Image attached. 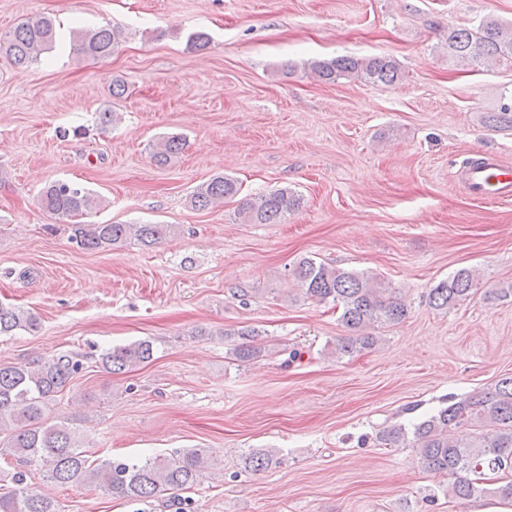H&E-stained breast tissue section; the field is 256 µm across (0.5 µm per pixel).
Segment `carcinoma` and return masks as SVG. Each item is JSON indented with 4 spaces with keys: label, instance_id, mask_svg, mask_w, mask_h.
Listing matches in <instances>:
<instances>
[{
    "label": "carcinoma",
    "instance_id": "obj_1",
    "mask_svg": "<svg viewBox=\"0 0 512 512\" xmlns=\"http://www.w3.org/2000/svg\"><path fill=\"white\" fill-rule=\"evenodd\" d=\"M55 24L49 17L19 23L5 37L0 50L11 62L24 68L49 52L55 43ZM122 32L97 27L79 30L77 53L109 56L118 46ZM448 58L466 65H496L512 61V24L493 17L482 19L475 28L448 29ZM312 72L324 82L355 77L374 86H393L404 78L401 65L391 57H337L315 61ZM486 122L512 128V94H502L499 110ZM184 148L182 137L169 136L155 145L153 161L166 165ZM241 186L218 175L197 186L189 197L191 207L204 210L239 198L237 215L248 224H280L300 207L301 199L286 188L256 196L239 197ZM41 207L68 221L91 213L96 197L77 184L56 181L40 196ZM171 224H84L68 225V240L81 250H105L128 240L148 249L171 234ZM302 293L315 301H332L342 308L341 324L346 335L336 344V353L351 356L372 348L378 337L375 326L395 325L406 318L407 306L382 286L369 271L331 267L304 257L290 270ZM477 287L473 270L462 268L452 277L429 289L426 302L435 310L448 311L470 298ZM38 318L31 312L0 305V335L16 331L34 332ZM240 343L233 348L245 363L257 357L260 331L247 328L235 332ZM154 345L141 340L114 347L100 355L99 365L108 373H124L153 358ZM83 368L73 354L34 359L25 364H0V457L16 460L14 490L0 495V512H58L55 501L31 484V468L44 469L43 480L77 483L134 506L133 512H149L147 506L163 496L175 512H196L187 496L210 467L204 448H188L174 456L90 459L81 433L65 420L52 423L45 409ZM389 447L410 445L417 463L425 470L451 479L448 494L468 500L490 496L512 502V376L499 379L493 387L449 400L434 414L409 427L394 425L379 432ZM278 463L268 449H251L242 456V468L258 472Z\"/></svg>",
    "mask_w": 512,
    "mask_h": 512
}]
</instances>
